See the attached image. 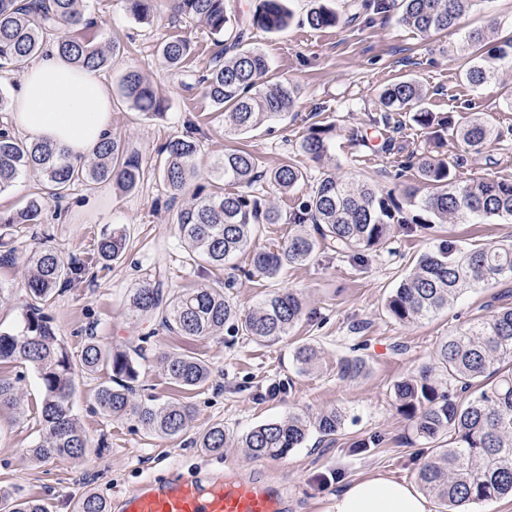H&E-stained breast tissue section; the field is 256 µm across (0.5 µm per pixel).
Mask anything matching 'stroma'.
<instances>
[{
    "mask_svg": "<svg viewBox=\"0 0 512 512\" xmlns=\"http://www.w3.org/2000/svg\"><path fill=\"white\" fill-rule=\"evenodd\" d=\"M362 0H325L344 17L342 25L313 29L304 18L312 0H285L293 19L279 32L252 28L251 47L269 60V79L297 93L296 106L285 117L269 122L241 138L263 168L291 160L307 179L288 194L267 188L265 197L289 211L296 197L306 195L323 173L332 171L347 181L370 183L396 197L428 189L414 173L395 177V157L383 148L380 135L368 125L378 112V91L397 77L415 78L429 88L432 111L466 115L473 112L502 128H512V109L504 106L512 94V71L472 86L461 76L464 60L458 50L475 29L512 32V0H476L456 27L428 38L401 25L394 13L376 14L360 8ZM87 16L97 23L95 39L121 45L110 68L100 75L116 89L122 73L139 70L168 98L163 117L148 118L130 110L120 98L112 100V135L138 153L147 171L134 191H119L112 182L79 183L61 203H49L40 223L14 225L0 242L12 254L0 267V330L16 328L26 310L21 288L25 260L32 250L48 245L65 257L86 259L113 225L126 227L128 247L121 261L92 265L82 282L56 294L48 314L56 334L70 349L86 337H97L111 348L144 349L136 397L150 404L189 403L194 415L186 431L175 438L146 434L132 420H115L99 413L95 392L106 373L76 374L73 412L85 431L89 451L80 461L32 462L27 454L39 439L36 411L40 389L35 374L15 364H0V375L14 379L25 415L12 419L0 414V488L24 497L44 499L49 512H74L77 501L95 492L107 502L134 489L148 477L171 471L192 476L201 471L262 473L286 486L288 512H322L328 496L354 479L381 470L393 477L416 481L422 464L435 457L432 443L414 439L411 422L399 411L393 394L396 381L436 364V346L467 320L490 315L512 304V278L468 289L434 317L411 324L392 319L385 310L387 296L413 269L417 259L440 240L451 239L474 248L512 238V219L470 218L461 223L414 226L398 231L383 248L364 253L317 251L302 265L285 266L278 278L266 280L243 273L247 253L232 261L237 273L229 293L241 311L252 310L276 288L296 290L306 303L305 314L278 343H258L226 334L184 343L154 321L131 317L126 295L152 273L149 259L163 255L169 282L175 288H196L216 278L208 267L187 264V245L178 237L176 209L154 170L158 150L169 138L190 134L202 148L199 168L208 175L212 162L228 142L224 122L197 83L209 69L213 46L206 30L195 22L171 24L166 0H156L151 23L137 22L122 0H84ZM194 44L183 71L169 70L157 58L156 45L171 34ZM334 124L336 137L330 157L315 162L303 155L300 142L312 120ZM455 164L459 180L504 177L512 179V136L479 154L462 152L456 139L443 148ZM310 344L320 359L311 371H300L294 351ZM192 351L211 366L207 384L185 390L169 382L158 360L168 353ZM358 357L364 373L353 380L337 374V363ZM343 411L344 425L336 439L310 433L287 457L253 460L241 449L210 454L196 440L209 426L223 423L234 432L270 418Z\"/></svg>",
    "mask_w": 512,
    "mask_h": 512,
    "instance_id": "stroma-1",
    "label": "stroma"
}]
</instances>
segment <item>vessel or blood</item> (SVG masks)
<instances>
[{
	"label": "vessel or blood",
	"instance_id": "1",
	"mask_svg": "<svg viewBox=\"0 0 512 512\" xmlns=\"http://www.w3.org/2000/svg\"><path fill=\"white\" fill-rule=\"evenodd\" d=\"M281 491L258 478L186 477L145 480L118 512H286Z\"/></svg>",
	"mask_w": 512,
	"mask_h": 512
}]
</instances>
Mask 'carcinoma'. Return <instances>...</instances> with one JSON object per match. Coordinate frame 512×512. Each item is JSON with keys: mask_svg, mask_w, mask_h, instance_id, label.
<instances>
[{"mask_svg": "<svg viewBox=\"0 0 512 512\" xmlns=\"http://www.w3.org/2000/svg\"><path fill=\"white\" fill-rule=\"evenodd\" d=\"M135 20H153L154 0H123ZM474 0H363L362 9L377 14L396 11L398 21L428 37L457 24ZM83 0H0V70L25 67L51 45L78 67L96 71L107 68L120 51L114 44L101 47L86 32L95 21L85 17ZM175 19L201 24L214 46L212 66L199 83L214 111L224 118V137L249 133L262 123L295 108L293 90L281 83L262 86L269 65L265 55L245 44L249 27L269 32L288 27L292 18L284 0H261L248 17L228 12L226 0H168ZM340 16L323 0H313L306 22L313 29L332 28ZM460 51L466 54L463 75L473 86L494 79L504 67L512 69V36L499 38L483 30L471 31ZM163 64L173 71L184 68L192 54L186 37L162 40L156 49ZM119 96L131 109L149 116L164 115L166 98L135 70L122 74ZM429 90L412 78L401 77L379 92L381 111L369 116L374 127L393 132L402 125L394 115L407 114L426 130L430 150L409 155L398 164L402 173L414 169L430 191L418 198L412 192L400 201L374 185H354L334 173H326L312 186L288 216L262 198L267 186L282 194L305 180L297 164L288 162L265 170L258 156L245 148H226L214 160L211 181L200 182V141L186 135L168 140L160 149L163 164L159 175L176 199L193 188L192 202L176 213L179 236L189 247V261H201L223 269L233 256L249 250L250 276L276 278L285 264L309 261L321 246L336 252L359 254L383 245L400 224L431 227L428 217L439 223L463 221L473 215L512 218V179L459 181L440 148L448 136L473 152L500 141L505 134L482 118L433 112L427 107ZM336 136L335 126L312 123L300 148L314 161L328 154ZM37 172L43 192L30 197L15 212H0V237L15 224H38L47 204L65 199L78 182L110 180L120 190L136 189L144 169L136 153L109 137L94 153V161L79 167L46 142L18 137L8 126L0 127V192L23 174ZM293 224L277 250L252 245L258 224ZM127 235L121 228L97 242L94 258H64L50 247L32 253L22 281L30 302L20 327L0 331V361L24 364L36 375L42 392L38 411L41 438L27 449L35 462L77 460L87 451V439L72 414L74 373L106 372L109 380L95 393L98 411L114 419L133 418L150 435L182 434L193 415L188 404L168 402L155 406L135 400L134 383L140 372L127 351L108 348L89 336L70 350L56 335L45 305L55 294L72 287L85 275L92 260L104 263L124 257ZM155 277L145 279L127 296L133 316L159 318L168 332L188 341L218 336L228 330L256 342H277L287 337L305 315L299 293L274 289L257 307L246 313L224 294L231 281H217L190 290L164 287L163 260L154 262ZM512 276V240L482 248H460L441 241L435 250L421 255L413 270L386 299L391 318L402 324L428 319L467 289ZM294 357L303 371L315 364L316 349L303 344ZM161 369L184 389L204 386L209 363L196 353H174L160 359ZM440 377L429 368L417 377L398 381L394 394L400 411L412 421L418 440L435 441L452 436V446L419 470L422 490L439 500L444 512H458L464 502L474 503L512 495V307H501L488 317H475L443 339L436 348ZM359 359L338 362L342 379L363 374ZM24 415L19 389L0 377V412ZM344 416L336 409L316 415L295 414L273 418L236 434L222 423L211 425L196 444L216 454L233 446L253 459L281 458L300 447L311 431L324 437L342 429ZM0 512H47L45 502L0 491ZM77 512H108L106 500L91 492L77 505Z\"/></svg>", "mask_w": 512, "mask_h": 512, "instance_id": "1", "label": "carcinoma"}]
</instances>
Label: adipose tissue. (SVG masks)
<instances>
[{"instance_id":"adipose-tissue-1","label":"adipose tissue","mask_w":512,"mask_h":512,"mask_svg":"<svg viewBox=\"0 0 512 512\" xmlns=\"http://www.w3.org/2000/svg\"><path fill=\"white\" fill-rule=\"evenodd\" d=\"M12 123L27 138L50 142L78 164L112 130L110 91L98 72L51 49L29 65L12 98ZM324 512H431V506L413 483L378 472L332 494Z\"/></svg>"}]
</instances>
